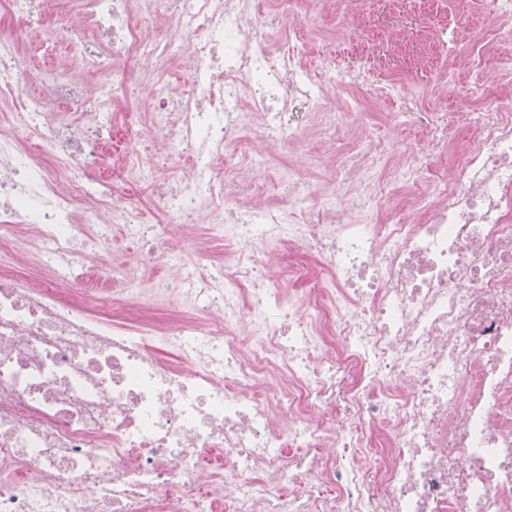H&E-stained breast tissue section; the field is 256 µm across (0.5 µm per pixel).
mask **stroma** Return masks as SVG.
Listing matches in <instances>:
<instances>
[{
	"mask_svg": "<svg viewBox=\"0 0 512 512\" xmlns=\"http://www.w3.org/2000/svg\"><path fill=\"white\" fill-rule=\"evenodd\" d=\"M430 9L422 10L417 0H395L397 14L411 21L413 35L419 43L432 38L441 42L429 69L418 70L410 64H396L376 50L386 43L387 30H374L372 16L377 11V0H302L297 19L267 20L265 14L254 17L258 24H271L273 29H293L302 44L296 60L302 81L322 87L328 102L335 105L354 104L358 116L345 127L342 143L368 141L371 133L384 139V163H396L401 152L414 149L423 134L411 121L401 119V100L390 97L388 85L404 87L413 97L419 110H440L448 115V126L458 138H468L465 115L484 107L485 99L474 93L479 70L470 67L478 49L485 42V30L493 18V0H431ZM465 13L468 26L457 29V13ZM15 41L13 50L26 67L34 96H41L54 80L68 76H85L88 69L84 48L93 39L89 27H82L72 39L54 38L51 26L35 27L23 19L13 21ZM145 34L154 41L167 45L173 62L165 76L166 81L187 88L191 64L180 51L184 32L176 19L160 14L149 20ZM56 39V53L45 57L41 49L47 39ZM363 69L370 76L365 84L351 83L349 71ZM115 93L109 96L103 112L111 119L120 112H138L149 116L151 89L144 81L145 67L123 60L112 63ZM317 117L307 114L309 128L301 142H284L275 147L266 146L258 128L248 135L256 150L264 152L272 168L279 174H298L308 181L316 198H328L336 192V146L316 139L312 133ZM155 133L148 126H140L127 143L130 152L140 154L154 166L159 179L175 182L183 173L184 158L153 148ZM384 163L374 164L372 175H380ZM228 177L237 184L236 200L241 204L272 201V184L266 183L265 174L250 167L229 171ZM23 257L22 275L41 279L72 271L69 261L58 258L40 245L23 242L19 245Z\"/></svg>",
	"mask_w": 512,
	"mask_h": 512,
	"instance_id": "35a3bbf8",
	"label": "stroma"
}]
</instances>
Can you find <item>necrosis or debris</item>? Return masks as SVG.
Listing matches in <instances>:
<instances>
[{
	"instance_id": "1",
	"label": "necrosis or debris",
	"mask_w": 512,
	"mask_h": 512,
	"mask_svg": "<svg viewBox=\"0 0 512 512\" xmlns=\"http://www.w3.org/2000/svg\"><path fill=\"white\" fill-rule=\"evenodd\" d=\"M46 6L0 0V253L26 235L70 254L92 181L112 234L87 254L137 255L160 271L146 287L191 315L134 319L142 288L122 266L86 265L63 295L0 262V512H512V91L469 113L476 143L448 174L431 167L448 143L434 111L411 113L424 141L384 185L370 147L340 150L342 193L319 208L298 176L278 204L246 212L225 181L215 229L229 257L201 277L169 251L171 225L109 188L100 145L122 142L100 119L112 61L167 74L168 48L143 33L158 13L192 34L190 90L163 82L153 96L187 180L155 181L125 157L187 227L209 209L217 164L267 167L251 119L267 145L298 139L294 109L317 95L296 74L295 40L265 52L253 0H81L107 48L98 87L62 78L36 99L6 48L12 19L41 24ZM71 109L82 123L63 119ZM21 129L48 164L22 154ZM386 186L393 217L362 223ZM276 244L308 264L275 267ZM288 283L302 284L298 302Z\"/></svg>"
}]
</instances>
